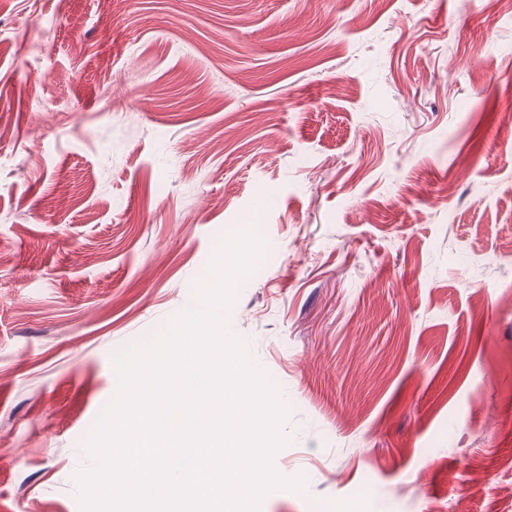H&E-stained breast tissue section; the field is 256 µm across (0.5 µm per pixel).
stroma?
Masks as SVG:
<instances>
[{
	"mask_svg": "<svg viewBox=\"0 0 512 512\" xmlns=\"http://www.w3.org/2000/svg\"><path fill=\"white\" fill-rule=\"evenodd\" d=\"M246 226L259 512H512V0H0V512Z\"/></svg>",
	"mask_w": 512,
	"mask_h": 512,
	"instance_id": "obj_1",
	"label": "stroma"
}]
</instances>
